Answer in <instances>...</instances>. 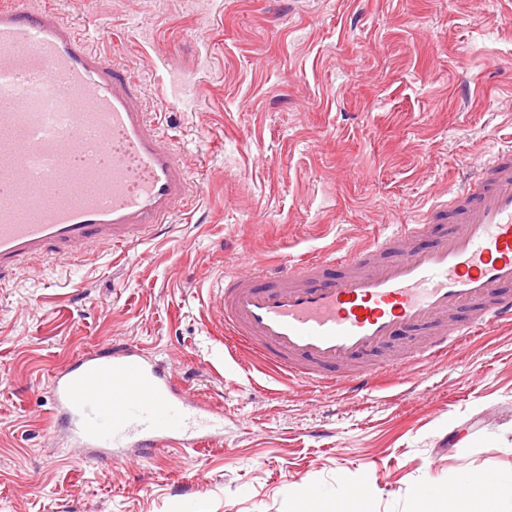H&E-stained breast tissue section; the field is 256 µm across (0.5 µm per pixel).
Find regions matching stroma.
Returning a JSON list of instances; mask_svg holds the SVG:
<instances>
[{
    "label": "stroma",
    "mask_w": 512,
    "mask_h": 512,
    "mask_svg": "<svg viewBox=\"0 0 512 512\" xmlns=\"http://www.w3.org/2000/svg\"><path fill=\"white\" fill-rule=\"evenodd\" d=\"M139 84L197 184L162 234L0 280V512H427L512 469V324L410 390L356 396L233 357L223 274L367 244L512 145V0H50ZM223 407L224 443L112 464L56 428L51 375L112 342Z\"/></svg>",
    "instance_id": "1"
}]
</instances>
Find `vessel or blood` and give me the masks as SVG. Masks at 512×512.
Masks as SVG:
<instances>
[{"instance_id":"1","label":"vessel or blood","mask_w":512,"mask_h":512,"mask_svg":"<svg viewBox=\"0 0 512 512\" xmlns=\"http://www.w3.org/2000/svg\"><path fill=\"white\" fill-rule=\"evenodd\" d=\"M190 179L126 72L55 10L0 0V272L55 252L120 249L157 230ZM450 223L428 246L427 227ZM222 340L288 380L375 390V356L410 332L402 373L512 322V146L415 224L313 260L227 275ZM54 415L88 458L127 460L224 441V410L196 399L138 346L88 352L53 373Z\"/></svg>"}]
</instances>
